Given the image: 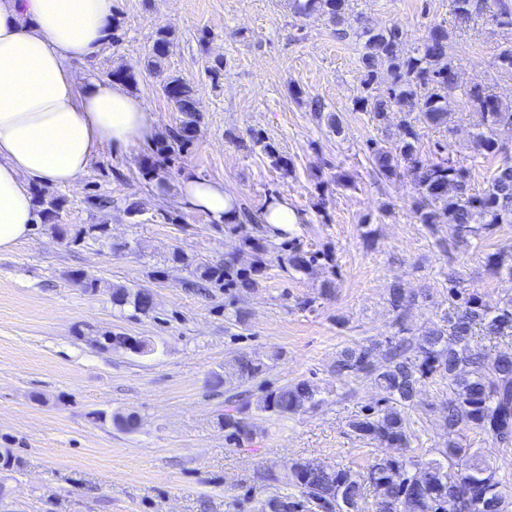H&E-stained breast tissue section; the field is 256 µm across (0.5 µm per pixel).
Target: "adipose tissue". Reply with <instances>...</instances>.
I'll list each match as a JSON object with an SVG mask.
<instances>
[{"label":"adipose tissue","mask_w":512,"mask_h":512,"mask_svg":"<svg viewBox=\"0 0 512 512\" xmlns=\"http://www.w3.org/2000/svg\"><path fill=\"white\" fill-rule=\"evenodd\" d=\"M113 13V0H0V252L38 220L33 185H72L102 141L125 148L158 131L126 85L72 70L107 46ZM182 194L215 223L239 215L223 183L189 176Z\"/></svg>","instance_id":"ef3b65f1"}]
</instances>
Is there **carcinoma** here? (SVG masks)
I'll use <instances>...</instances> for the list:
<instances>
[{
    "instance_id": "cac0c4a2",
    "label": "carcinoma",
    "mask_w": 512,
    "mask_h": 512,
    "mask_svg": "<svg viewBox=\"0 0 512 512\" xmlns=\"http://www.w3.org/2000/svg\"><path fill=\"white\" fill-rule=\"evenodd\" d=\"M294 14L307 16L319 13L341 24L345 20L346 0H289ZM485 0H453V11L462 20L484 10ZM353 34L364 40L362 63L366 70L365 84L378 79V70L386 71L387 85L377 94L358 98L360 110L369 111L373 120L385 124L390 113L401 114L403 137L391 147L376 142L368 145L371 163L377 175L390 179L397 175L399 164L411 170L417 197L413 213L428 230L436 224H453L458 241L467 244L473 237L493 233L501 224H512V164L499 167L492 176L488 190L477 194L470 190V170L445 154L439 145L437 156L424 158L418 149L419 127L454 131L448 112V98L458 88L456 71L448 55L449 33L441 24H434L406 48L396 27L373 30L365 28ZM348 29L336 30V38L352 34ZM175 40L171 29L155 32L147 56V68L162 71V64ZM497 71L512 77V44L497 55ZM177 89V96L167 98L172 108L185 119L170 134L166 152L173 155L197 131L200 116L195 107L194 90L182 78L168 76L162 91ZM474 109L472 143L488 153L500 150L496 130L512 125V108L503 105L489 89L476 84L468 92ZM310 110L317 116L325 112L320 100H309ZM325 116V115H323ZM330 128L341 132L340 117L330 112L325 116ZM37 205L46 221L59 216L62 200L34 192ZM253 256L247 269L205 266L200 277L205 282L237 281L249 288L255 276L266 268L271 244L263 237L244 240ZM317 260L298 249L288 255V265L308 271ZM485 268L491 275L502 270L512 274V254L496 252L485 257ZM415 298L395 286L389 291L394 311L403 313ZM112 303L126 305L136 313L153 309L149 293L143 289L130 291L112 289ZM400 335L383 341L368 340L341 351L333 366L336 377L349 375L367 378L383 392L381 402L365 406L364 412L349 421L355 436L371 443L387 445L398 454L377 460L361 471L332 468L310 460H299L291 466V480L298 495L276 496L268 500L270 512H363L367 498H372L375 512H448V501L459 499L467 512H507L509 502L505 481L487 459L467 446L464 433L478 430L499 443L512 442V353L499 352L491 358L472 348L474 339H491L512 335V297L495 307L482 300L478 291L461 287L457 278L448 279V311L440 322L427 328L419 337ZM130 337L106 334L88 338L100 349L126 347ZM264 363L248 356L238 358V375L250 379L263 371ZM432 380L448 388V402L443 408L444 425L448 430V448L440 451L442 460L426 461L410 448L411 419L408 408L421 385ZM323 402L319 388L308 380H299L269 391L260 401L259 409L278 414H300L313 410ZM240 416L224 415L222 424L236 440H250L252 425Z\"/></svg>"
}]
</instances>
